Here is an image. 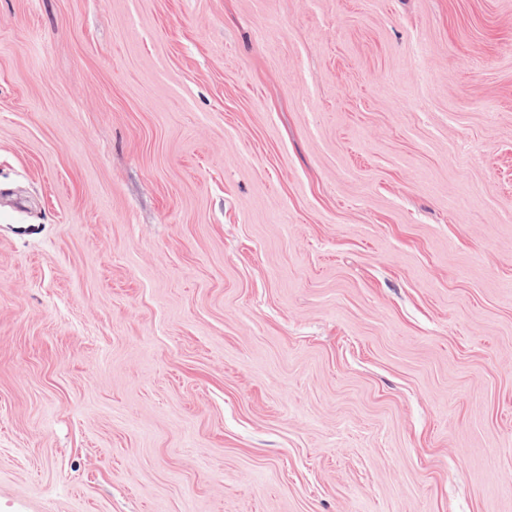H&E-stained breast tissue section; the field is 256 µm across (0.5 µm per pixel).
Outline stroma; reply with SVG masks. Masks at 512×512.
I'll return each instance as SVG.
<instances>
[{"label":"stroma","instance_id":"obj_1","mask_svg":"<svg viewBox=\"0 0 512 512\" xmlns=\"http://www.w3.org/2000/svg\"><path fill=\"white\" fill-rule=\"evenodd\" d=\"M0 512H512V0H0Z\"/></svg>","mask_w":512,"mask_h":512}]
</instances>
